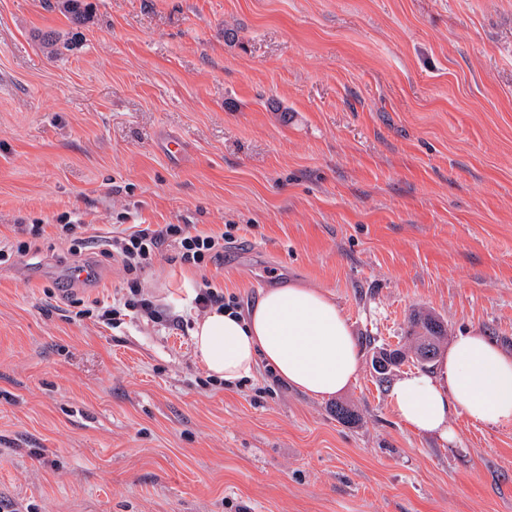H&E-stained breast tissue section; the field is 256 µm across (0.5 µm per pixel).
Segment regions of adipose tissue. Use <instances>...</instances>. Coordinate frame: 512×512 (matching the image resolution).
Returning a JSON list of instances; mask_svg holds the SVG:
<instances>
[{"label": "adipose tissue", "instance_id": "obj_1", "mask_svg": "<svg viewBox=\"0 0 512 512\" xmlns=\"http://www.w3.org/2000/svg\"><path fill=\"white\" fill-rule=\"evenodd\" d=\"M198 360L209 376L234 384L265 364L287 387L316 398L344 392L360 369L353 330L332 296L300 284L267 289L245 312L211 308L195 324ZM390 404L418 433L456 439L451 415L512 429V354L489 337H455L429 371L404 375Z\"/></svg>", "mask_w": 512, "mask_h": 512}]
</instances>
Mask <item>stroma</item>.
<instances>
[{"instance_id": "35a3bbf8", "label": "stroma", "mask_w": 512, "mask_h": 512, "mask_svg": "<svg viewBox=\"0 0 512 512\" xmlns=\"http://www.w3.org/2000/svg\"><path fill=\"white\" fill-rule=\"evenodd\" d=\"M0 0V501L15 512H512V429L455 443L395 414L376 349L413 311L512 352V0ZM52 40H45V33ZM184 143L170 151V138ZM91 234L231 232L196 268L169 244L138 286L176 330L76 307L127 287ZM96 275L70 282L73 266ZM254 304L328 292L361 365L338 399L267 367L209 384L203 282ZM355 423L338 421L336 402Z\"/></svg>"}]
</instances>
